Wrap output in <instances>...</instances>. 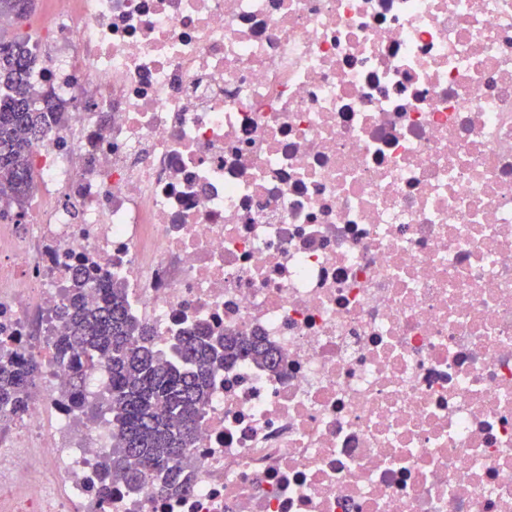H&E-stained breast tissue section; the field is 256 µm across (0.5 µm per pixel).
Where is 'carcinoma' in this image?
Here are the masks:
<instances>
[{
    "mask_svg": "<svg viewBox=\"0 0 512 512\" xmlns=\"http://www.w3.org/2000/svg\"><path fill=\"white\" fill-rule=\"evenodd\" d=\"M34 6L35 0H27L20 13L16 0H0V14L17 26L12 32L0 29V201L21 212L33 192V147L49 124L65 121L66 112L52 92L38 94L31 83L40 61V38L18 26ZM88 287L84 276H72L67 301L56 311L62 331L53 346L59 360L103 361L108 368L111 386L105 402L79 405L92 417L103 411L109 415L112 453L106 474L131 487L157 479L161 492L188 491V450L209 400L214 369L240 358L274 369L276 352L258 336L199 329L177 339V352L187 365L181 369L149 347V331L129 315L120 285L103 283L94 304L86 300ZM40 368V361L27 357L21 346L0 341V410L27 409Z\"/></svg>",
    "mask_w": 512,
    "mask_h": 512,
    "instance_id": "carcinoma-1",
    "label": "carcinoma"
}]
</instances>
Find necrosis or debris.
<instances>
[{
	"label": "necrosis or debris",
	"mask_w": 512,
	"mask_h": 512,
	"mask_svg": "<svg viewBox=\"0 0 512 512\" xmlns=\"http://www.w3.org/2000/svg\"><path fill=\"white\" fill-rule=\"evenodd\" d=\"M68 108L0 216V512H512V0H53ZM217 370L191 492L113 485L111 425L51 356L75 267ZM40 368V361L27 357L20 345L0 341V410L23 413L27 409Z\"/></svg>",
	"instance_id": "obj_1"
}]
</instances>
